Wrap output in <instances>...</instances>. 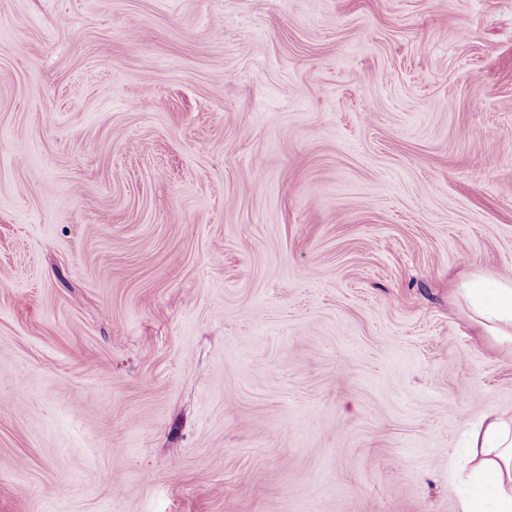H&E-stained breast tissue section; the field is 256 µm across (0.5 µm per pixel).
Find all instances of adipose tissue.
<instances>
[{
    "label": "adipose tissue",
    "instance_id": "adipose-tissue-1",
    "mask_svg": "<svg viewBox=\"0 0 512 512\" xmlns=\"http://www.w3.org/2000/svg\"><path fill=\"white\" fill-rule=\"evenodd\" d=\"M449 296L497 351L512 355L511 276L493 278L473 271L454 283ZM465 442L469 465L456 468L454 477L462 484L488 483L492 499H462V512H512V418L484 413L467 431Z\"/></svg>",
    "mask_w": 512,
    "mask_h": 512
}]
</instances>
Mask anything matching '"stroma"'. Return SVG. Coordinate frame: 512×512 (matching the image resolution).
Segmentation results:
<instances>
[{
    "label": "stroma",
    "instance_id": "obj_1",
    "mask_svg": "<svg viewBox=\"0 0 512 512\" xmlns=\"http://www.w3.org/2000/svg\"><path fill=\"white\" fill-rule=\"evenodd\" d=\"M507 142L512 0H0V512H459Z\"/></svg>",
    "mask_w": 512,
    "mask_h": 512
}]
</instances>
